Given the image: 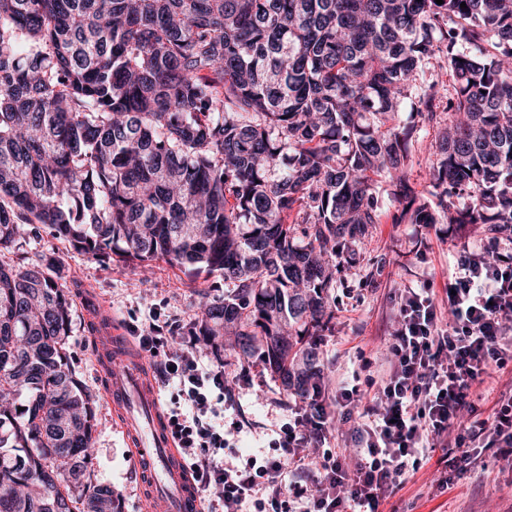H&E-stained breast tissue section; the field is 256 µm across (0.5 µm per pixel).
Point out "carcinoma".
<instances>
[{
	"label": "carcinoma",
	"instance_id": "obj_1",
	"mask_svg": "<svg viewBox=\"0 0 512 512\" xmlns=\"http://www.w3.org/2000/svg\"><path fill=\"white\" fill-rule=\"evenodd\" d=\"M381 183L411 224L512 232V0H0V251L42 224L216 275L190 335L262 345L301 396L290 337L332 331ZM70 325L51 264H0V512H119L69 481L94 434ZM432 136L424 140V142H415L411 149V160L407 166V172L411 183L420 192L426 194L428 189V168L430 165L429 144Z\"/></svg>",
	"mask_w": 512,
	"mask_h": 512
}]
</instances>
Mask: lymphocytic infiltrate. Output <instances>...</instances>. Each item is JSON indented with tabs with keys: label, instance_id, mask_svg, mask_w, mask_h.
Listing matches in <instances>:
<instances>
[{
	"label": "lymphocytic infiltrate",
	"instance_id": "f902f5d3",
	"mask_svg": "<svg viewBox=\"0 0 512 512\" xmlns=\"http://www.w3.org/2000/svg\"><path fill=\"white\" fill-rule=\"evenodd\" d=\"M458 266L444 295L400 294L389 370L375 391L345 388L294 405L263 458L224 459L239 430L224 425L232 387L223 364H202L191 341L158 359L162 383L178 387L167 417L197 489H219L224 512H380L432 453L454 451L460 471L490 448L511 462L512 393L491 391L512 367V260L463 257ZM332 402L358 415L354 447L327 446ZM291 470L301 480L286 482Z\"/></svg>",
	"mask_w": 512,
	"mask_h": 512
}]
</instances>
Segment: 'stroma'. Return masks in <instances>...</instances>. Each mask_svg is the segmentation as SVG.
Returning <instances> with one entry per match:
<instances>
[{
	"label": "stroma",
	"instance_id": "35a3bbf8",
	"mask_svg": "<svg viewBox=\"0 0 512 512\" xmlns=\"http://www.w3.org/2000/svg\"><path fill=\"white\" fill-rule=\"evenodd\" d=\"M399 213V204L385 207L380 223L360 242L358 259L344 270L334 292L332 333L295 347L300 354L314 348L326 394L346 384L365 387L368 372L363 364L377 366L384 360L397 298L404 289L428 282L445 287L460 256L485 253L484 225L407 224L398 222ZM37 261L52 263L67 288L72 325L66 348L95 408L94 452L81 475L111 485L121 512H144L129 450L118 429L119 415L102 390L95 342L99 314L88 312L86 301L94 299L99 313L110 315L123 335L139 336L156 313L165 323L164 335L182 341L200 313L202 294L210 292L215 280L185 274L162 260L138 266L90 260L53 238L43 225L27 224L17 244L0 253V263L16 267ZM224 371L236 382L224 421L246 425L239 449L257 451L268 444L272 429L287 422L289 405L301 397L259 357L240 359L230 336L224 339ZM453 472V467L430 461L394 497V504L412 512H512V463L495 458L493 450L484 451L454 489L440 487L439 479Z\"/></svg>",
	"mask_w": 512,
	"mask_h": 512
}]
</instances>
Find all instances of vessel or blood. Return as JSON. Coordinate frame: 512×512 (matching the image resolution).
Returning a JSON list of instances; mask_svg holds the SVG:
<instances>
[{
    "mask_svg": "<svg viewBox=\"0 0 512 512\" xmlns=\"http://www.w3.org/2000/svg\"><path fill=\"white\" fill-rule=\"evenodd\" d=\"M122 343L99 346L104 364H115L103 375L104 392L119 409L131 447V464L155 512H201L197 488L181 459L159 404L156 386L144 376L141 359L123 354Z\"/></svg>",
    "mask_w": 512,
    "mask_h": 512,
    "instance_id": "obj_1",
    "label": "vessel or blood"
}]
</instances>
